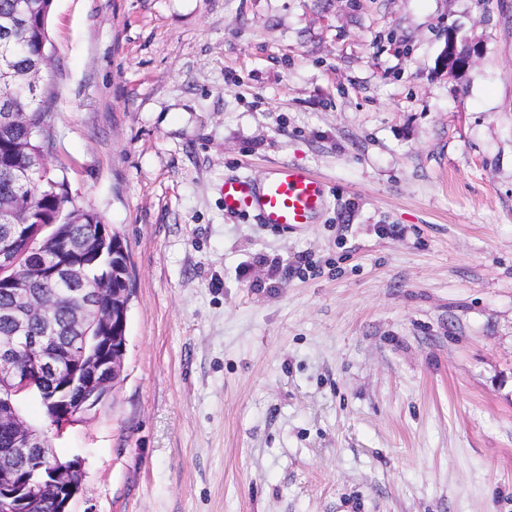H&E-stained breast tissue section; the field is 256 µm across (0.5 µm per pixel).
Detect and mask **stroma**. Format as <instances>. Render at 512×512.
Returning a JSON list of instances; mask_svg holds the SVG:
<instances>
[{
    "label": "stroma",
    "mask_w": 512,
    "mask_h": 512,
    "mask_svg": "<svg viewBox=\"0 0 512 512\" xmlns=\"http://www.w3.org/2000/svg\"><path fill=\"white\" fill-rule=\"evenodd\" d=\"M49 36L47 165L132 284L114 392L23 404L69 512H512V0H54ZM281 164L317 223L225 217Z\"/></svg>",
    "instance_id": "35a3bbf8"
}]
</instances>
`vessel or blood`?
Segmentation results:
<instances>
[{
	"mask_svg": "<svg viewBox=\"0 0 512 512\" xmlns=\"http://www.w3.org/2000/svg\"><path fill=\"white\" fill-rule=\"evenodd\" d=\"M327 201L323 180L298 166L273 167L260 179L245 175L224 181L225 213L251 216L279 232L315 223Z\"/></svg>",
	"mask_w": 512,
	"mask_h": 512,
	"instance_id": "1",
	"label": "vessel or blood"
}]
</instances>
